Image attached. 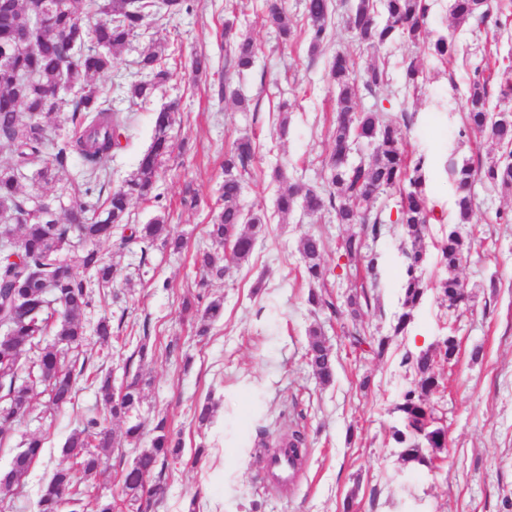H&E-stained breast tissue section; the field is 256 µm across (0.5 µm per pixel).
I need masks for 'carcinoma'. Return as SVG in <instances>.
Returning a JSON list of instances; mask_svg holds the SVG:
<instances>
[{
	"instance_id": "carcinoma-1",
	"label": "carcinoma",
	"mask_w": 512,
	"mask_h": 512,
	"mask_svg": "<svg viewBox=\"0 0 512 512\" xmlns=\"http://www.w3.org/2000/svg\"><path fill=\"white\" fill-rule=\"evenodd\" d=\"M103 19L90 27L75 7V0H0V145L11 153L10 161L0 164V318L8 328L0 333V443L9 439L15 423L29 407L33 389L41 388L49 406L57 409L73 403L78 377L87 370L88 359L66 355L78 348L85 327L81 315L92 301L91 283L107 288L115 267L99 249L103 241L120 235V244H140L142 255L156 245L179 251L181 236L172 232L165 215L159 214L124 235L133 201L153 197L156 178L171 153L169 131L175 105L160 110L155 118L154 135L149 148L138 160L135 170L124 181L106 188V166L121 148L128 128L127 113L112 108L113 94L119 91L129 106L146 102L154 89L174 76L168 67L164 49L142 54L136 71L107 85L98 78L112 72L114 56L123 49L152 15L179 14L188 0H89ZM339 5L333 0H305V18L310 33L309 51H322ZM430 4L427 0H354L348 8L347 24L355 41L372 52L365 70L363 89L371 97L387 81L384 62L373 55L381 46L398 37L423 42L430 54L444 58L455 51L453 41L444 36L431 38L424 27ZM451 15L456 26L487 22V0H453ZM267 20L279 34L292 36L288 14L273 5ZM228 66L224 68V86L220 94L242 105L245 98L232 86L230 75L253 67L258 46L244 32L226 39ZM406 91L416 94L422 88L423 72L414 59L403 62ZM327 80L336 90V122L331 132L328 175L323 189L298 183L278 194L276 211L286 214L299 207L308 214L327 207L336 212L340 224L352 227L338 248L347 262L361 264L363 278L375 282L378 257L364 252L366 241L378 240L387 224L401 226L409 241L404 250L401 284V312L395 316L393 335L406 332L414 310L427 290L423 279L425 253L422 246L432 210L425 194L426 166L418 160L405 161L402 120L385 115L373 106L360 110L356 104L357 82L350 64V53L338 50L327 64ZM489 78L474 75L465 99L464 129L485 134L503 153L484 164L465 162L450 168L455 188L454 224L442 232L439 241L441 262L450 270L467 261L471 244L457 230L469 224L473 216L472 186L479 179L493 187L512 189V110L492 105ZM66 95L55 98L57 88ZM68 110L64 122L72 134L54 138L59 111ZM370 153L354 157L359 144ZM255 155L248 137L236 139L224 154V184L219 211L207 225L211 247L197 254L195 264L205 277L221 279L230 265H240L252 255L261 225L267 215L246 212L240 205L246 176ZM80 168L70 181L73 195L61 207L66 221L56 209L36 205L35 197L21 190V180L31 175L44 183L66 172L74 161ZM396 199L395 206H378L380 197ZM396 210L391 219L390 210ZM303 271L309 284L307 301L313 307H326L335 316L343 310L327 301L314 285L324 281L323 241L315 235L301 239ZM438 294L456 307L466 299L465 289L456 277L441 280ZM200 297L186 298L183 307L196 310L197 334H208L213 322L224 312V298L210 300L199 307ZM53 336V343L47 337ZM306 358L313 374L322 384L333 380L335 362L321 327L308 329ZM350 346L362 353L382 355L388 340H379L363 331L348 336ZM457 343L444 342V351L432 349L417 355H405L415 388L408 390L396 405L400 427L393 438L402 448L407 463L430 462L428 451H439L448 442L441 439L433 425V410L428 395L439 387L434 368L437 360L455 357ZM99 382L102 403L114 420L125 424L124 438L138 445L144 425L133 418L141 403L142 379L139 374L127 378L114 389L111 376H94ZM150 446L142 449L122 470V494L138 509L151 507L152 492L146 479L163 474L169 461L182 458V439L168 424L157 419L152 428ZM292 453L304 449L303 430L294 429L285 436ZM283 440V441H285ZM278 441L277 446H282ZM114 447L112 429L105 419L90 415L82 418L66 439L61 453L70 465L60 466L41 486L39 512H59L60 491L72 493L80 504L85 490L111 467L108 450ZM43 440L32 436L12 458L9 469L0 472V494L8 495L20 487L32 463L40 456Z\"/></svg>"
}]
</instances>
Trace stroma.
I'll return each mask as SVG.
<instances>
[{
    "label": "stroma",
    "instance_id": "stroma-1",
    "mask_svg": "<svg viewBox=\"0 0 512 512\" xmlns=\"http://www.w3.org/2000/svg\"><path fill=\"white\" fill-rule=\"evenodd\" d=\"M293 21L297 36L281 42L264 21L267 0H239V26L259 46L251 71L235 77L250 105L243 112L223 101L224 23L226 0H189L187 11L149 19L114 60L118 72L136 70L137 62L157 39L176 47L170 64L178 75L160 85L153 96L135 106L122 148L107 166L113 184L135 169L151 143L154 116L164 105L178 102L172 128L174 148L157 179V196L133 201L130 221L145 224L166 214L169 224L187 240L179 253L154 247L142 254L138 245L101 250L117 270L113 294L94 292L82 315L86 327L80 347L92 368L111 371L115 379L140 374L143 399L136 410L145 422L167 416L182 434L181 461L168 465L161 479L163 494L152 512H343L353 499L352 512H512V224L499 215L512 214V190L474 186V217L461 231L471 241V257L457 275L468 301L461 312L449 310L438 298L435 283L447 277L437 241L442 226L453 218L452 165L496 153L482 134L461 135L464 96L475 68L496 69L512 58V21L495 28L499 0H489L492 20L481 32L450 29L452 0H431L426 27L433 34H452L456 55L441 61L423 44L399 39L378 54L389 63V82L378 97H361L359 108L382 103L389 116L401 111L413 119L404 130V149L425 157L426 194L436 220L423 241V277L428 290L414 312L405 335L392 333L401 310L404 242L399 225L389 224L373 245L379 256V278L367 286L371 304L358 319L336 317L307 303L309 285L302 276L301 238L321 236L329 270L327 294L345 303L357 282L356 270L339 262L337 242L348 228L331 209L309 215L275 211L278 182L271 178L282 167L290 180L321 185L330 152L329 128L335 90L325 77L326 56L311 57L304 26L305 0H277ZM205 54L206 74L194 75L190 59ZM416 59L424 83L415 96L401 90L400 66ZM287 102L290 126L280 136L277 106ZM242 136L256 145L251 176L241 204L263 210L269 217L249 260L231 267L223 279L201 283L194 267L196 253L210 245L203 228L211 219L224 182V152ZM197 206L184 205L186 191ZM499 288L490 291L488 282ZM224 299V315L209 336H196L194 318L182 312L185 294ZM117 323L110 342L95 329L101 317ZM320 326L333 349L336 375L331 384L315 378L305 361L307 330ZM363 329L373 337H390L383 357L354 352L349 332ZM149 334L151 354L133 358V339ZM455 335L457 357L438 366L440 385L429 400L448 429V446L436 452L438 467L427 470L404 463L393 438L399 424L395 410L413 376L403 363L406 353L435 347L445 335ZM479 359H472L474 349ZM212 399L217 408L210 425L198 428L194 411ZM102 412L97 386L79 380L73 406L55 412L43 397H35L20 417L12 437L0 445V470L9 468L14 452L30 435L41 436L44 447L24 487L0 497V512H38L42 484L63 464L61 447L86 415ZM304 414L308 448L296 483L272 488L260 482L268 441L288 430V420ZM268 428L261 440L260 428ZM115 447L112 466L94 492L118 500L116 512H130L120 502L122 468L136 457V447L123 438V425L112 422ZM202 457H195V449Z\"/></svg>",
    "mask_w": 512,
    "mask_h": 512
}]
</instances>
